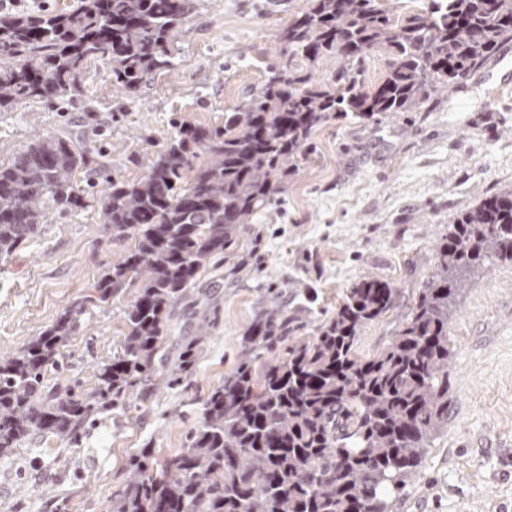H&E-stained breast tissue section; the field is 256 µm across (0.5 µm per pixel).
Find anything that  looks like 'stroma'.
<instances>
[{
	"label": "stroma",
	"mask_w": 512,
	"mask_h": 512,
	"mask_svg": "<svg viewBox=\"0 0 512 512\" xmlns=\"http://www.w3.org/2000/svg\"><path fill=\"white\" fill-rule=\"evenodd\" d=\"M302 0H196L179 28L171 70L133 93L95 62L72 106L34 100L0 111V164L38 136L94 139L108 178L140 179L175 121L215 127L282 62V29ZM298 175L239 234L236 250L202 273L176 305L163 367L193 337L206 339L179 385L142 389L78 442L33 437L0 458V512H107L127 461L151 449L164 461L187 445L209 393L237 365L241 338L270 301L320 323L365 276L397 288L394 310L366 326L357 352L393 338L437 264L436 239L482 197L512 186V40L449 95L376 122L317 128ZM113 238L99 207L51 217L40 235L0 260V358L78 310L113 262L132 249ZM135 288L79 312L51 387H93L120 349ZM448 425L434 435L394 512H512V265L492 260L468 276L448 318Z\"/></svg>",
	"instance_id": "35a3bbf8"
}]
</instances>
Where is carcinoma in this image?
Masks as SVG:
<instances>
[{
	"mask_svg": "<svg viewBox=\"0 0 512 512\" xmlns=\"http://www.w3.org/2000/svg\"><path fill=\"white\" fill-rule=\"evenodd\" d=\"M304 2L280 33L284 51L310 62L334 57L336 71L319 80L274 66L257 94L224 113V125L183 123L145 176L108 181L103 223L134 246L80 310L137 286L122 351L98 367L89 391L47 386V368L60 365L77 329V312L67 310L1 358V457L35 434L76 440L153 380L175 305L299 173L317 127L418 112L512 39V0H427L404 18L384 0ZM193 9L192 0H79L54 14H0V110L33 99L70 103L93 62L109 70L112 86L134 92L171 69V46ZM378 49L388 68L367 87L358 67ZM93 153L88 142L49 134L0 165L1 259L37 236L50 214L88 205L74 174ZM200 154L206 160L193 164ZM436 252L409 318L371 356L357 355L359 333L396 301V289L374 276L309 336L278 307L258 316L237 366L203 403L188 447L158 467L147 448L131 457L109 512H393L392 496L448 425V314L465 277L489 257L512 263V187L460 213ZM202 344L198 336L184 345L174 372L191 370Z\"/></svg>",
	"mask_w": 512,
	"mask_h": 512,
	"instance_id": "carcinoma-1",
	"label": "carcinoma"
}]
</instances>
